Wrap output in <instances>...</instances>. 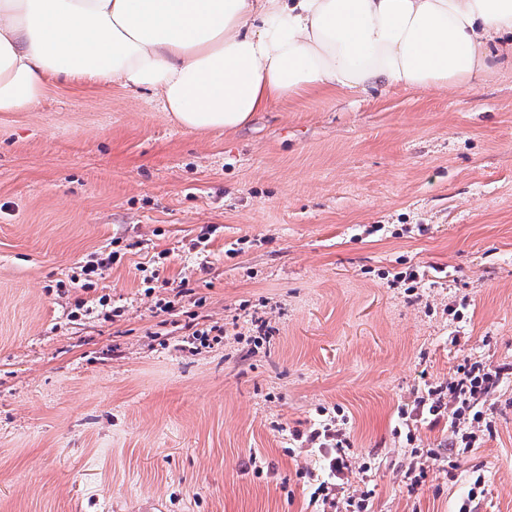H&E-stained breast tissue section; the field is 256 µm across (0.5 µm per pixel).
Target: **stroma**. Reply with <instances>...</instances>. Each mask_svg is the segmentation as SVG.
Wrapping results in <instances>:
<instances>
[{
  "mask_svg": "<svg viewBox=\"0 0 512 512\" xmlns=\"http://www.w3.org/2000/svg\"><path fill=\"white\" fill-rule=\"evenodd\" d=\"M104 249L111 270L69 287ZM476 360L506 374L465 451L418 398ZM333 415L332 479L300 435ZM323 480L370 512H512V66L465 96L302 97L236 133L116 82L0 112V512H311Z\"/></svg>",
  "mask_w": 512,
  "mask_h": 512,
  "instance_id": "1",
  "label": "stroma"
}]
</instances>
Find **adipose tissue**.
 Returning a JSON list of instances; mask_svg holds the SVG:
<instances>
[{"mask_svg":"<svg viewBox=\"0 0 512 512\" xmlns=\"http://www.w3.org/2000/svg\"><path fill=\"white\" fill-rule=\"evenodd\" d=\"M509 40L512 0H0V112L53 78L119 82L232 133L303 94L469 92Z\"/></svg>","mask_w":512,"mask_h":512,"instance_id":"1","label":"adipose tissue"}]
</instances>
